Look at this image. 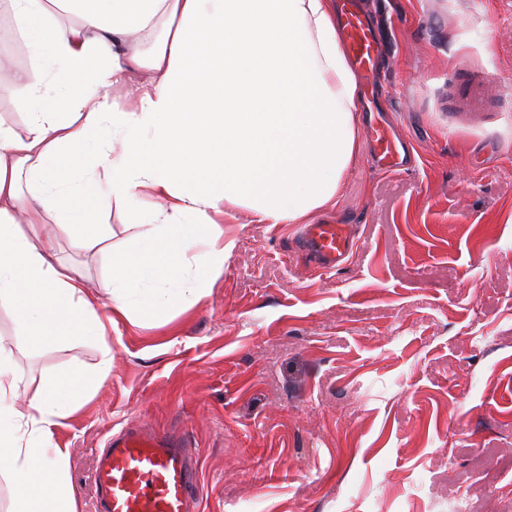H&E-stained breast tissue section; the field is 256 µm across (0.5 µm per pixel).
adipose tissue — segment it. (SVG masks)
<instances>
[{"instance_id": "1", "label": "adipose tissue", "mask_w": 512, "mask_h": 512, "mask_svg": "<svg viewBox=\"0 0 512 512\" xmlns=\"http://www.w3.org/2000/svg\"><path fill=\"white\" fill-rule=\"evenodd\" d=\"M59 4L77 17L59 22ZM20 46L53 70L46 94L27 73L35 109L26 135L0 125V306L23 342L105 340L132 308L171 295L208 296L234 248L219 220L248 211L261 224H303L332 205L360 149V79L348 62L334 0H10ZM213 63L194 74L198 45ZM151 74L135 97L113 88ZM166 199L149 229L112 255V307L100 316L82 276L57 262L61 232L97 228L111 206ZM112 371L73 370L35 391L25 411L0 349V474L12 512H77L67 453L51 429Z\"/></svg>"}]
</instances>
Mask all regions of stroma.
<instances>
[{"instance_id": "stroma-1", "label": "stroma", "mask_w": 512, "mask_h": 512, "mask_svg": "<svg viewBox=\"0 0 512 512\" xmlns=\"http://www.w3.org/2000/svg\"><path fill=\"white\" fill-rule=\"evenodd\" d=\"M382 42V107L414 169L353 159L326 217L356 242L325 271L296 224L224 215L235 247L199 303L135 311L112 372L53 427L78 512H94L95 460L124 425L179 426L197 450L201 512H512V0H363ZM0 12V85L24 69ZM483 78L458 97L454 70ZM57 257L107 314L109 255L58 238ZM0 346L27 393L103 346L21 342L0 307Z\"/></svg>"}]
</instances>
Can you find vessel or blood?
Returning <instances> with one entry per match:
<instances>
[{
	"instance_id": "1",
	"label": "vessel or blood",
	"mask_w": 512,
	"mask_h": 512,
	"mask_svg": "<svg viewBox=\"0 0 512 512\" xmlns=\"http://www.w3.org/2000/svg\"><path fill=\"white\" fill-rule=\"evenodd\" d=\"M338 22L344 49L362 79L363 111L374 106V70L381 46L359 0H342ZM370 149L381 170L400 172V142L383 121L367 128ZM302 240L325 269L338 267L354 247L349 225H304ZM96 512H199L200 474L195 448L180 433L129 426L100 449L95 469Z\"/></svg>"
}]
</instances>
